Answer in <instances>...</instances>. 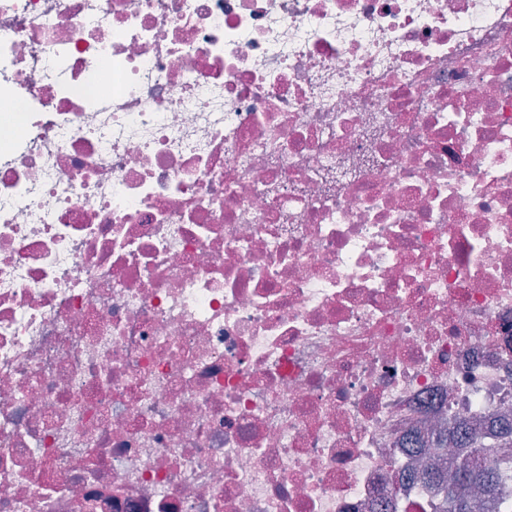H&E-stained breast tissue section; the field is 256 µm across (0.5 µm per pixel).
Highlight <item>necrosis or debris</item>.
<instances>
[{
    "label": "necrosis or debris",
    "mask_w": 512,
    "mask_h": 512,
    "mask_svg": "<svg viewBox=\"0 0 512 512\" xmlns=\"http://www.w3.org/2000/svg\"><path fill=\"white\" fill-rule=\"evenodd\" d=\"M0 512H440L512 419V0H0Z\"/></svg>",
    "instance_id": "necrosis-or-debris-1"
}]
</instances>
